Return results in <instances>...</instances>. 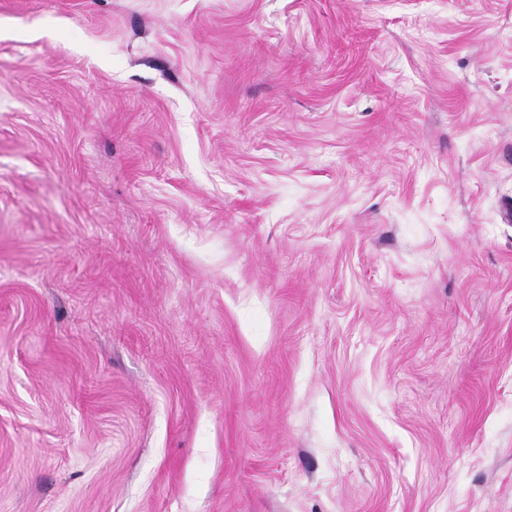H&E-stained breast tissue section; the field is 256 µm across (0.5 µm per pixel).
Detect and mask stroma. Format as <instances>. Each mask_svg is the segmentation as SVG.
I'll return each mask as SVG.
<instances>
[{"mask_svg": "<svg viewBox=\"0 0 512 512\" xmlns=\"http://www.w3.org/2000/svg\"><path fill=\"white\" fill-rule=\"evenodd\" d=\"M512 0H0V512H512Z\"/></svg>", "mask_w": 512, "mask_h": 512, "instance_id": "obj_1", "label": "stroma"}]
</instances>
